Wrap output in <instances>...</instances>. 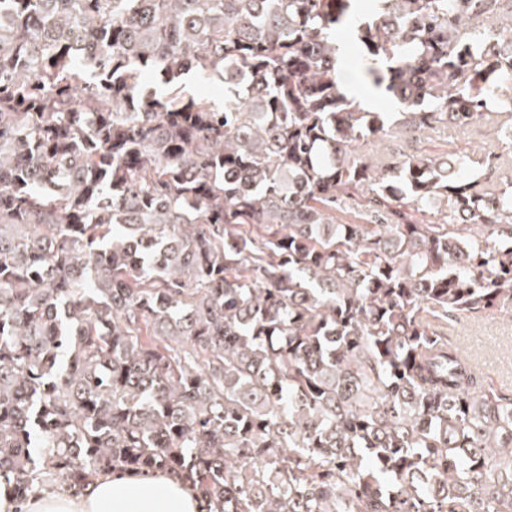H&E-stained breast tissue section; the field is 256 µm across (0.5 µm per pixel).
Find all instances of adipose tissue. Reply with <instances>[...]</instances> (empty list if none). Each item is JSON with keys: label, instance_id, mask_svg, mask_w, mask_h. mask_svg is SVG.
<instances>
[{"label": "adipose tissue", "instance_id": "1", "mask_svg": "<svg viewBox=\"0 0 512 512\" xmlns=\"http://www.w3.org/2000/svg\"><path fill=\"white\" fill-rule=\"evenodd\" d=\"M191 486L161 473L138 477L115 472L95 478L89 492L73 497L47 485L18 501L11 483L0 481V512H200Z\"/></svg>", "mask_w": 512, "mask_h": 512}]
</instances>
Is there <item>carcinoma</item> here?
<instances>
[{
	"label": "carcinoma",
	"mask_w": 512,
	"mask_h": 512,
	"mask_svg": "<svg viewBox=\"0 0 512 512\" xmlns=\"http://www.w3.org/2000/svg\"><path fill=\"white\" fill-rule=\"evenodd\" d=\"M355 3L0 0L18 499L163 472L201 512H512V390L421 316L512 299V172L369 151L512 114V0H377L376 108L341 83ZM191 85V92L209 105L222 106L224 104V84L217 80H205L195 77H188Z\"/></svg>",
	"instance_id": "1"
}]
</instances>
